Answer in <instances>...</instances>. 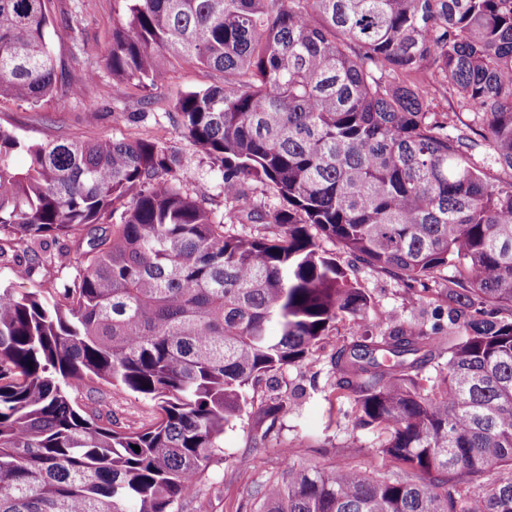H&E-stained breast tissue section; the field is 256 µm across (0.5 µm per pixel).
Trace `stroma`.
Returning a JSON list of instances; mask_svg holds the SVG:
<instances>
[{
    "mask_svg": "<svg viewBox=\"0 0 512 512\" xmlns=\"http://www.w3.org/2000/svg\"><path fill=\"white\" fill-rule=\"evenodd\" d=\"M116 8L115 0H51L49 39L57 58L58 91L36 106L0 98V125L31 143L60 137L162 141L193 159L181 174L182 186L189 190L204 186L210 208L228 213L219 173L166 117L184 92L214 83V72L176 61L166 82L147 92L113 76L106 55L112 45ZM26 260L19 248L0 256V284L13 283L21 290L43 294L55 288L59 275L53 264L31 278L15 280L14 269ZM357 280L374 313L393 312L416 323L427 319L419 295H426V301L436 300L448 285L442 273L430 281L428 290L412 289L389 272L366 267L358 271ZM353 332L349 321L340 322L335 336L316 352L311 364L290 367L273 384L251 390L253 406L225 433L223 458L208 468L197 497L183 502L180 512H256V492L280 476L286 450L295 462L320 468L350 465L371 473L396 470V462L379 452L377 436L355 428L352 400H337L328 381L331 354L337 345L350 341ZM98 390L122 426L139 427L157 413L151 399L106 384ZM281 400L294 403L295 412L268 414V407ZM260 433L267 439L264 447L257 448L253 438Z\"/></svg>",
    "mask_w": 512,
    "mask_h": 512,
    "instance_id": "stroma-1",
    "label": "stroma"
}]
</instances>
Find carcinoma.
<instances>
[{
  "label": "carcinoma",
  "instance_id": "1",
  "mask_svg": "<svg viewBox=\"0 0 512 512\" xmlns=\"http://www.w3.org/2000/svg\"><path fill=\"white\" fill-rule=\"evenodd\" d=\"M50 2L0 0V98L52 96ZM116 2L112 74L154 89L172 59L218 73L172 121L224 201L252 180L283 207L238 210L273 237L229 235L207 193L182 188L187 155L0 126V242L32 243L17 278L54 260L33 244H71L50 296L0 287V512H179L250 390L345 318L356 338L330 359L332 391L401 467L287 457L259 512H512V0ZM441 88L471 122L433 111ZM312 228L406 282L448 271V307L427 328L370 316ZM94 379L158 415L119 426Z\"/></svg>",
  "mask_w": 512,
  "mask_h": 512
}]
</instances>
